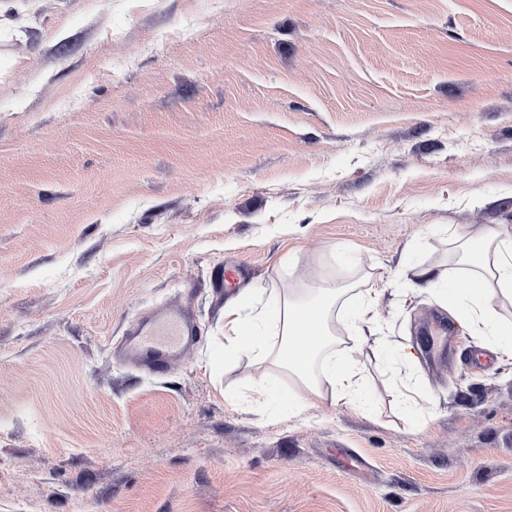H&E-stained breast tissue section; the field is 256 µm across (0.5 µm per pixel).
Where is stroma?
Masks as SVG:
<instances>
[{"label":"stroma","instance_id":"1","mask_svg":"<svg viewBox=\"0 0 512 512\" xmlns=\"http://www.w3.org/2000/svg\"><path fill=\"white\" fill-rule=\"evenodd\" d=\"M31 3L0 25V512H512V363L411 271L512 225V0ZM325 284L373 291L370 409L234 403L292 380L225 361V306ZM170 302L186 359L116 361Z\"/></svg>","mask_w":512,"mask_h":512}]
</instances>
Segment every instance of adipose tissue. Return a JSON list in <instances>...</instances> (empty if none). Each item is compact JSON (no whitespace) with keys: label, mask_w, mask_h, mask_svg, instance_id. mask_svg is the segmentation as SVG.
I'll list each match as a JSON object with an SVG mask.
<instances>
[{"label":"adipose tissue","mask_w":512,"mask_h":512,"mask_svg":"<svg viewBox=\"0 0 512 512\" xmlns=\"http://www.w3.org/2000/svg\"><path fill=\"white\" fill-rule=\"evenodd\" d=\"M455 253L443 265H417L412 269L418 289L439 292L451 317L476 337L492 338L499 358L512 360V330L499 326L492 300L512 297V225L481 224L467 232L449 229ZM342 288L318 289L307 301L281 294L276 318L240 301L224 309V357L234 360L246 354L257 366L277 365L289 370L303 389L302 396L288 400L290 410L313 407L328 401L355 405L365 397L364 378L350 348H336L329 318L344 297ZM315 314L317 339L305 359L290 357L301 340L299 317ZM274 323L280 341L270 344L267 323Z\"/></svg>","instance_id":"ef3b65f1"}]
</instances>
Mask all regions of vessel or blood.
<instances>
[{"label":"vessel or blood","mask_w":512,"mask_h":512,"mask_svg":"<svg viewBox=\"0 0 512 512\" xmlns=\"http://www.w3.org/2000/svg\"><path fill=\"white\" fill-rule=\"evenodd\" d=\"M194 315L177 303L141 314L124 329L115 344L121 358L142 370L156 372L181 360L196 344Z\"/></svg>","instance_id":"1"}]
</instances>
